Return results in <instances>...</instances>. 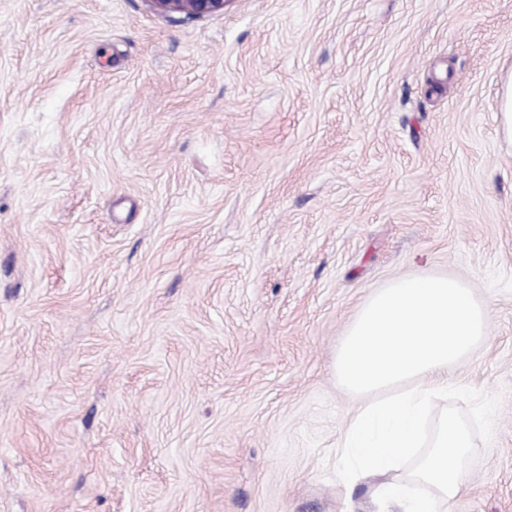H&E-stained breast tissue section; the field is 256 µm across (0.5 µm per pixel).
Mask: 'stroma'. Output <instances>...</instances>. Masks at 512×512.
<instances>
[{"label":"stroma","instance_id":"1","mask_svg":"<svg viewBox=\"0 0 512 512\" xmlns=\"http://www.w3.org/2000/svg\"><path fill=\"white\" fill-rule=\"evenodd\" d=\"M512 0H0V512H343L373 291L488 304L450 512H512ZM156 14L179 15L183 21H193L223 14L230 0H144ZM498 120L501 134L512 142V75L504 81Z\"/></svg>","mask_w":512,"mask_h":512}]
</instances>
